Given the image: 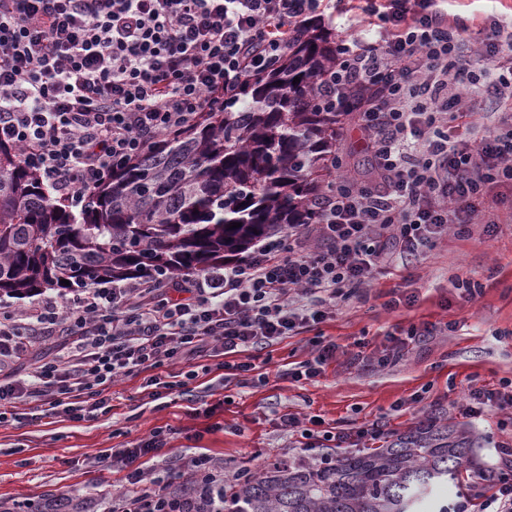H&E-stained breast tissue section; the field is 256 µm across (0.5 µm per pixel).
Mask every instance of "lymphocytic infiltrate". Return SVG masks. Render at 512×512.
<instances>
[{
	"label": "lymphocytic infiltrate",
	"instance_id": "obj_1",
	"mask_svg": "<svg viewBox=\"0 0 512 512\" xmlns=\"http://www.w3.org/2000/svg\"><path fill=\"white\" fill-rule=\"evenodd\" d=\"M442 0H0V140L60 197L84 204L93 188L161 135L188 128L201 113L288 49L293 31L330 5L358 10L369 32L348 30L326 96H368L360 114L377 177L340 181L317 201L318 220L271 239L212 271L179 277L95 281L65 300H35L0 312V371L24 363L39 337H55L56 357L26 377L0 383V423L17 419L15 401L47 405L48 415L89 421L112 410L113 383L146 375L151 399L186 387L174 365L220 370L225 383L265 381L241 353L312 332L310 359L280 370L311 380L336 356L314 329L338 301L370 288L399 257L420 258L453 225L473 224L489 196L512 188V20L467 25ZM502 102L493 129L464 133L476 115L471 86ZM498 406L512 430V383L470 390L464 413ZM303 460L327 463L323 442L376 441L378 425L356 433L321 429L283 414ZM169 430L112 450L129 486L114 512H224L233 479L192 457V494L174 497L141 467L158 456ZM508 461L451 512H512Z\"/></svg>",
	"mask_w": 512,
	"mask_h": 512
}]
</instances>
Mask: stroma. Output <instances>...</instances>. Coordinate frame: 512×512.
<instances>
[{"instance_id": "obj_1", "label": "stroma", "mask_w": 512, "mask_h": 512, "mask_svg": "<svg viewBox=\"0 0 512 512\" xmlns=\"http://www.w3.org/2000/svg\"><path fill=\"white\" fill-rule=\"evenodd\" d=\"M465 281L481 294L468 297ZM398 292L415 295L414 306L389 308ZM424 322L437 326L433 338L409 346L392 366L373 365L390 348L389 333ZM321 330L338 352L312 380L277 375L284 364L309 358L311 336L303 333L258 352L267 380L255 386L228 388L218 373H202L186 392L152 402L143 376H130L113 386L111 413L80 422L35 419V403L18 399L21 421L0 426V512H39L63 495L110 512L126 480L123 470L101 462L103 451L132 447L160 427L174 434L147 469L203 454L221 472H258L296 446L280 425L286 413L348 432L374 423L388 435L447 413L479 437L463 482L436 490L448 503L467 493L476 474L498 466V410L473 420L462 405L473 388L512 381V223L491 234L479 224L464 234L449 231L409 267L389 266L366 296L337 303Z\"/></svg>"}]
</instances>
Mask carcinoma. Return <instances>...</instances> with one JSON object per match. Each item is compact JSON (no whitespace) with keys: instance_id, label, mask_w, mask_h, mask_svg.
I'll return each instance as SVG.
<instances>
[{"instance_id":"obj_1","label":"carcinoma","mask_w":512,"mask_h":512,"mask_svg":"<svg viewBox=\"0 0 512 512\" xmlns=\"http://www.w3.org/2000/svg\"><path fill=\"white\" fill-rule=\"evenodd\" d=\"M334 66L336 36L305 23L274 68L112 170L80 207L0 142V297L200 273L315 223L350 117L318 104ZM473 447L469 429L435 412L333 465L272 463L233 488L235 512H420Z\"/></svg>"}]
</instances>
